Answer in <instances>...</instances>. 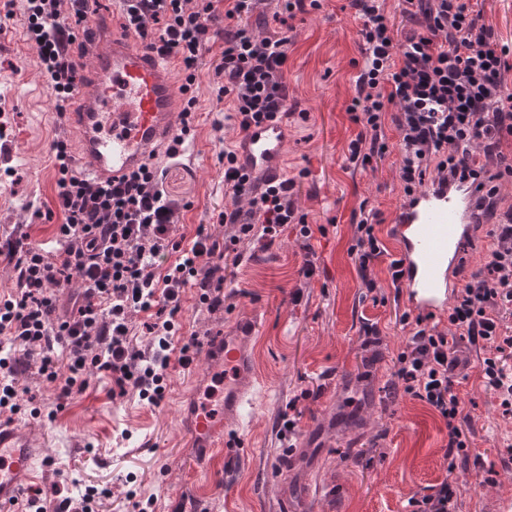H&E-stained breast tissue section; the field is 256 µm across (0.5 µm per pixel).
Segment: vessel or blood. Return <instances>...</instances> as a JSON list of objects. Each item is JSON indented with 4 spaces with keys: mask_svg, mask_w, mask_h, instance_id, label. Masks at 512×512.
Segmentation results:
<instances>
[{
    "mask_svg": "<svg viewBox=\"0 0 512 512\" xmlns=\"http://www.w3.org/2000/svg\"><path fill=\"white\" fill-rule=\"evenodd\" d=\"M93 30L63 120L78 137L75 169L106 186L172 143L185 96L172 60L144 49L111 23H95ZM287 142L284 125L251 128L239 140L238 161L251 175L282 177ZM476 200L472 186L431 184L398 210L392 239L399 299L411 314L441 316L451 307L460 287L461 260L479 231ZM248 341L245 335L227 336L210 348L215 371L224 375L221 405L210 407L197 392L189 394L187 430L199 472H209L217 458L239 446L228 429L239 423L259 384ZM45 460L44 449L34 447L21 429L0 422V512H19Z\"/></svg>",
    "mask_w": 512,
    "mask_h": 512,
    "instance_id": "obj_1",
    "label": "vessel or blood"
}]
</instances>
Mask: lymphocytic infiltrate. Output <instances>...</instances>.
<instances>
[{
	"instance_id": "lymphocytic-infiltrate-1",
	"label": "lymphocytic infiltrate",
	"mask_w": 512,
	"mask_h": 512,
	"mask_svg": "<svg viewBox=\"0 0 512 512\" xmlns=\"http://www.w3.org/2000/svg\"><path fill=\"white\" fill-rule=\"evenodd\" d=\"M69 3L70 17L60 6ZM260 0H119L120 26L149 49L174 59L188 83L205 55L213 57L217 99L227 102L240 131L287 118L288 85L284 67L290 22L319 0H274L273 18L281 29L256 39L250 19ZM27 35L38 49L43 74L63 114L77 80L72 46L88 18L90 0H26ZM361 21L362 61L355 94L347 108L359 126L346 159L353 167H372L390 154L399 157L405 198H412L434 173L436 182L476 185L478 214H500L489 235L486 264L470 274L448 314L452 333L438 331L431 316L402 313L404 345L396 357L390 390L429 405L448 430L449 469L467 468L468 417L455 388L453 372L461 344L480 345L484 386L499 401L503 418L512 419V207L499 211V185L512 178V47L499 44L472 0H401V22L388 16L381 0H350ZM399 140L390 145L386 126ZM192 128L182 125L163 159L151 161L117 186H98L72 166L66 141L53 144L57 207L64 216L55 229L56 253L31 241L29 232L0 235V261L13 270V286L0 295V412L17 413L29 373L56 386L60 396L85 392L93 371L111 374L119 393L136 391L157 405L166 390L171 360L189 366L197 340L173 349L182 309V290L194 284L208 308L224 304L223 285L231 266L242 259L238 244L260 238L274 243L279 227L297 224L311 230L294 203L292 178L256 189L242 174L235 149L224 151V195L231 204L220 212L229 227L224 237L198 227L192 240L177 233L184 203L165 184L169 165ZM248 199L249 210L238 203ZM350 252L367 291L377 283L371 268L386 253L377 228L384 217L364 208ZM78 279L67 307L57 289ZM151 321L149 352L137 350L132 313Z\"/></svg>"
}]
</instances>
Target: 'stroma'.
<instances>
[{"instance_id":"1","label":"stroma","mask_w":512,"mask_h":512,"mask_svg":"<svg viewBox=\"0 0 512 512\" xmlns=\"http://www.w3.org/2000/svg\"><path fill=\"white\" fill-rule=\"evenodd\" d=\"M285 69L291 115L284 172L297 177L295 204L313 230L303 237L288 225L272 246L259 240L241 244V264L224 286L222 308L200 305L197 290L185 287L175 345L189 337L209 343L233 332L235 323L253 326L250 346L263 386L241 426L244 454L219 459L209 473L196 471L193 450L178 420L180 399L195 379L220 388L208 376L204 353L189 367L171 363L160 405L137 392L113 395L112 377L94 375L87 390L62 400L53 385L30 375L31 396L19 412L0 414L32 435L50 459L35 482L44 498L80 499L101 490L100 512H176L199 498L209 512H410L408 502L449 481L461 512H498L501 497L512 495V469H500L495 483L480 484L483 465L497 461L505 424L494 395L483 386L482 348H470L467 378L457 389L464 412L475 419L470 456L479 465L469 478L449 471L444 457L448 432L436 413L419 400L391 398L388 380L404 333L395 319L394 291L388 286L389 256L373 269L382 295L373 300L361 286L349 253L359 206L369 201L385 217L378 236L393 248L390 221L403 203L397 155L376 170L345 166L347 146L358 132L347 105L354 94L361 57L360 21L348 0H323L320 10L295 19ZM196 133L202 141L193 158L170 166L166 186L191 200L178 222L187 235L198 225L223 234L225 147L240 131L227 106L217 103L208 65L196 73ZM55 97L26 36L22 0H0V143L11 152L0 163V226L32 225V238L54 236L62 214L54 210L57 185L54 141L76 145L78 138L54 114ZM52 220H43L46 210ZM316 272L305 276L306 261ZM381 330L377 349L365 348L363 323ZM41 410L32 418L31 407ZM295 420L294 437H306L293 471L283 480L270 473L288 442L279 434L282 418Z\"/></svg>"}]
</instances>
